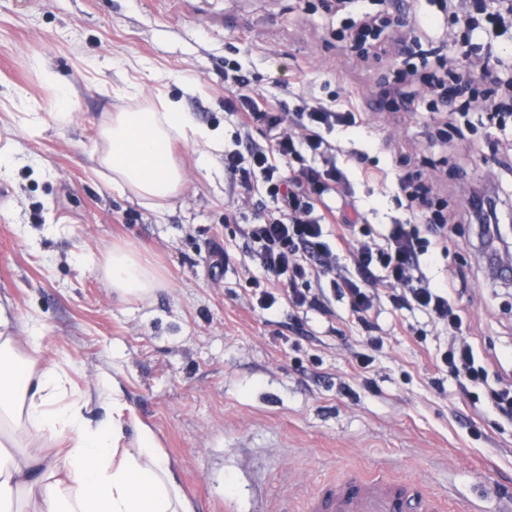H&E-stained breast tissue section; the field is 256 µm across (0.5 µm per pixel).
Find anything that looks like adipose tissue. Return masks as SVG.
I'll use <instances>...</instances> for the list:
<instances>
[{
	"label": "adipose tissue",
	"instance_id": "obj_1",
	"mask_svg": "<svg viewBox=\"0 0 512 512\" xmlns=\"http://www.w3.org/2000/svg\"><path fill=\"white\" fill-rule=\"evenodd\" d=\"M98 164L112 184L147 205L167 199L186 181L173 158L183 139L198 146L200 164L222 151L224 133L198 126L180 102L113 114L99 130ZM100 269L113 291L144 300L158 285L155 270L129 248L107 250ZM0 305V422L18 421L22 439L0 433V512H192L147 426L127 442L122 408L92 424L88 399L64 401L65 378L45 356L40 326L27 336L26 355Z\"/></svg>",
	"mask_w": 512,
	"mask_h": 512
}]
</instances>
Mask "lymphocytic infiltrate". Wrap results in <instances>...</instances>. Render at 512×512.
<instances>
[{"mask_svg": "<svg viewBox=\"0 0 512 512\" xmlns=\"http://www.w3.org/2000/svg\"><path fill=\"white\" fill-rule=\"evenodd\" d=\"M361 0H325L324 11L338 18L337 34L349 48L374 56L393 55V71L403 76L411 63L406 38L396 44L382 43L380 36L390 20L360 10ZM239 92L224 102L226 111L238 118L240 127L234 149L224 153V171L231 185L245 192L265 191L275 206L259 223L249 224L243 234L252 243L251 255L262 270L263 287L258 303L268 310L277 298L293 306L314 311L328 308L324 291L312 286L329 279L340 296L346 297L352 323L368 331L367 343L378 347L372 336L371 314L379 299L378 290L393 287L398 309H418L447 326L450 342L441 361L466 394L489 388L494 410L512 420V385L490 389L491 364L470 340L467 329L451 300L448 287L432 282L424 266L430 251L448 249V227L476 222L483 238H490L498 223L493 197L470 199L468 207L443 213L435 209L430 190L411 173L396 176V187L406 200L408 221L391 225L372 239L360 222V211L344 172L336 164V147L328 135L342 126L362 124L361 114L313 106L297 112H279L247 94V77L236 62H229ZM264 127L265 143L250 136L254 127ZM334 194L327 204L325 194ZM335 225L336 238L350 246L353 275L336 270V253L326 239L325 228Z\"/></svg>", "mask_w": 512, "mask_h": 512, "instance_id": "lymphocytic-infiltrate-1", "label": "lymphocytic infiltrate"}]
</instances>
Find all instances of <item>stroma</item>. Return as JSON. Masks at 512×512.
Listing matches in <instances>:
<instances>
[{
	"label": "stroma",
	"mask_w": 512,
	"mask_h": 512,
	"mask_svg": "<svg viewBox=\"0 0 512 512\" xmlns=\"http://www.w3.org/2000/svg\"><path fill=\"white\" fill-rule=\"evenodd\" d=\"M228 61L270 104L363 114L366 126L331 138L376 231L406 211L393 182L365 180L367 168L420 173L454 207L464 189L491 181L501 215H512V149H492L478 126L492 83L473 82L470 97L451 106L476 132L441 136V115L379 100L388 59L348 55L321 0H0V152L10 161L0 175V304L14 315L13 335L39 321L71 394L115 383L123 422L154 431L193 512L228 503L253 512L259 494L270 512H304L310 493L352 466L497 512L512 501V423L488 399L471 402L441 363L444 325L395 309L381 289L373 322L383 346L359 370L363 337L338 298L326 314L284 299L257 308L241 230L267 197L231 190L223 152L203 170L195 146L176 141L187 180L152 207L94 164L100 126L162 94L200 125L223 129L233 149ZM48 71L74 92L67 121L55 117ZM189 81L197 90L186 91ZM24 101L40 115L33 137L22 129ZM479 234L475 224L450 225L447 251L434 252L426 271L454 282L477 349L512 380V279L482 260ZM115 245L158 273L150 298H122L100 273V251ZM218 248L228 266L215 263Z\"/></svg>",
	"instance_id": "35a3bbf8"
}]
</instances>
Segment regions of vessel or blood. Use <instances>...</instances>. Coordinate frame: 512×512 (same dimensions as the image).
I'll use <instances>...</instances> for the list:
<instances>
[{
	"instance_id": "b4317fda",
	"label": "vessel or blood",
	"mask_w": 512,
	"mask_h": 512,
	"mask_svg": "<svg viewBox=\"0 0 512 512\" xmlns=\"http://www.w3.org/2000/svg\"><path fill=\"white\" fill-rule=\"evenodd\" d=\"M306 512H445L446 502L418 482L349 470L311 494Z\"/></svg>"
}]
</instances>
